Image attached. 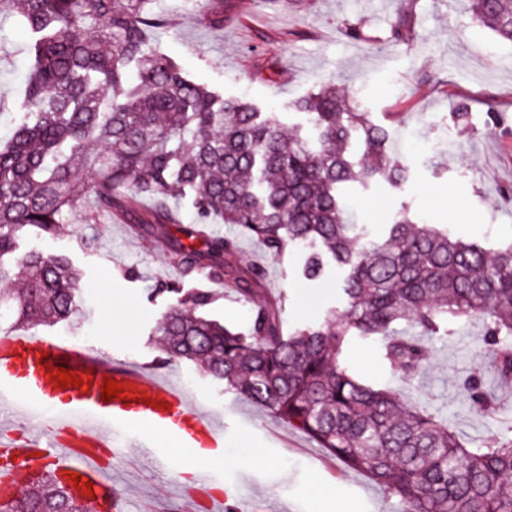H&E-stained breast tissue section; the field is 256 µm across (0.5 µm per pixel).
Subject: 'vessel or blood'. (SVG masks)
I'll list each match as a JSON object with an SVG mask.
<instances>
[{
  "mask_svg": "<svg viewBox=\"0 0 512 512\" xmlns=\"http://www.w3.org/2000/svg\"><path fill=\"white\" fill-rule=\"evenodd\" d=\"M45 353L55 366L72 370L82 379V386H55L39 362ZM107 378L122 384L126 401H103L101 384ZM5 399L19 411L26 410L28 401H36L52 412L55 421L52 433H30L18 444L0 436V452L18 460V472L0 480L13 490L19 486L21 470L52 467L91 483L101 503L118 500L112 469L99 462L95 451L105 448L117 453L112 435L120 428L133 432L149 426L187 447L224 445L223 426L167 378L147 375L138 367L102 358L87 347L30 330L0 336V400ZM134 445L139 456L156 468H168L166 448L145 439L135 440Z\"/></svg>",
  "mask_w": 512,
  "mask_h": 512,
  "instance_id": "vessel-or-blood-1",
  "label": "vessel or blood"
}]
</instances>
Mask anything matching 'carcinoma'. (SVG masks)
I'll use <instances>...</instances> for the list:
<instances>
[{"label":"carcinoma","instance_id":"carcinoma-1","mask_svg":"<svg viewBox=\"0 0 512 512\" xmlns=\"http://www.w3.org/2000/svg\"><path fill=\"white\" fill-rule=\"evenodd\" d=\"M152 0H0V17H20L32 34L23 113L0 143V335L77 318L80 274L65 257L26 252L32 229L53 235L80 214L141 212L183 275L200 267L254 302L260 266L234 265V240L208 224H236L272 257L311 246L303 267L343 269L344 306L285 334L280 305L255 302L248 327L205 314L207 291L185 293L161 281L154 292L178 295L157 329L156 362H193L233 392L305 434L330 456L364 473L405 512H512V428L469 445L425 403L363 380L345 363L354 340L380 338L389 372L403 381L427 356L414 336L453 340L482 323L491 369L512 382V244L492 252L400 211L386 232L367 239L353 222L344 187L381 179L401 185L405 160L389 151V131L357 112L332 87L295 104L307 132L288 130L274 112L225 98L184 76L149 34L167 25ZM478 26L512 41V0H469ZM201 22L224 26V0H208ZM391 38L408 42L399 17ZM192 199L198 222L169 232L177 205ZM476 412L495 416L490 395ZM36 492L0 499V512H99L50 469Z\"/></svg>","mask_w":512,"mask_h":512}]
</instances>
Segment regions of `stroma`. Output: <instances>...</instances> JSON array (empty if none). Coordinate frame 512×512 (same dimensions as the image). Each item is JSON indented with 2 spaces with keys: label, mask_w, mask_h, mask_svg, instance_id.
I'll list each match as a JSON object with an SVG mask.
<instances>
[{
  "label": "stroma",
  "mask_w": 512,
  "mask_h": 512,
  "mask_svg": "<svg viewBox=\"0 0 512 512\" xmlns=\"http://www.w3.org/2000/svg\"><path fill=\"white\" fill-rule=\"evenodd\" d=\"M220 28L198 20L194 0H154L153 10L168 27L158 47L210 89L277 112L290 126L303 125L294 103L333 83L352 104L386 123L395 154L407 156L410 170L400 187L383 181L348 187L361 232L382 234L395 215L410 210L428 224H440L451 237L478 240L492 250L512 243V203L500 201L512 187V43L473 21L467 0H230ZM399 15L412 21L413 38H389ZM360 22L365 37L351 38L345 26ZM30 33L19 18L0 20V136H8L25 98ZM466 105V123L451 114ZM496 108L500 127L487 123ZM396 120H387V113ZM214 233L235 238L237 265L265 270L263 294L282 297L284 330L322 318L342 307V270L327 266L322 279L301 275L304 252L293 248L278 259L266 255L251 235L228 224ZM21 251L65 255L83 271L77 326L42 327V334L86 335L95 351L144 369L162 372L224 424V447L201 460L168 435H157L170 464L158 472L134 450L112 462L125 512H206L192 475L219 476L212 491L244 504L245 512H403L402 506L363 473L332 458L316 442L265 409L225 391L192 363L156 367L151 339L158 322L175 303L172 294H155L158 281L180 282L214 294L211 318L247 327L251 305L223 281L204 275L182 278L168 251L148 232L133 233L117 221L82 223L71 217L54 236L29 234ZM428 360L408 383L386 369L379 343L354 342L345 358L361 377L399 387L402 394L429 404L466 442L479 443L512 425V389L490 368L479 324L456 339H423ZM476 384L504 404L492 417L476 413L462 390Z\"/></svg>",
  "instance_id": "obj_1"
}]
</instances>
